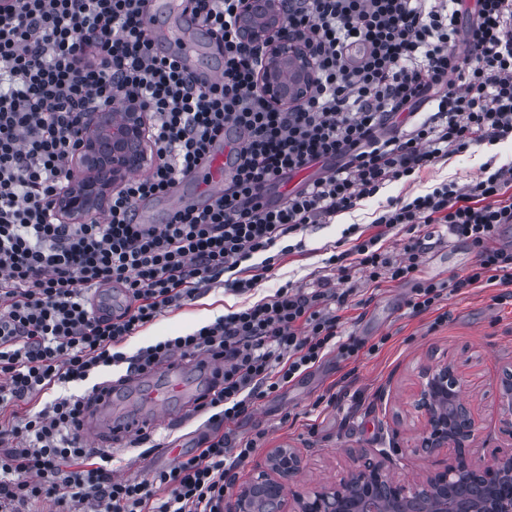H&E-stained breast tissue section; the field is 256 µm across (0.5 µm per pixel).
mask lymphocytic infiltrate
<instances>
[{
	"label": "lymphocytic infiltrate",
	"instance_id": "lymphocytic-infiltrate-1",
	"mask_svg": "<svg viewBox=\"0 0 512 512\" xmlns=\"http://www.w3.org/2000/svg\"><path fill=\"white\" fill-rule=\"evenodd\" d=\"M224 58L209 83L157 52L149 0H0V412L40 395L44 407L0 425V512L48 500L59 512L96 503L106 512H222L236 468L258 447L220 425L249 416L328 354L350 361L380 342L341 338L347 283L409 282L411 314L446 322L448 293L479 283L512 286V248L494 246L512 224V165L486 162L466 184L390 201L375 234L344 229L348 249L325 259L316 288L286 283L273 295L129 356L118 346L170 308L214 284L246 293L267 278L310 224H331L395 182L413 184L473 144L512 141V0H285L288 26L316 49L308 97L269 103L256 82L261 53L237 29L242 0H189ZM365 54L347 58L349 43ZM138 101L155 159L147 175L112 191L103 219L75 224L56 208L68 188L85 118ZM432 111L416 119V109ZM244 139L223 193L144 224L138 206L192 176L212 144ZM327 171L276 203L268 188L312 164ZM439 226L476 253L450 282L417 278L424 228ZM405 231L399 259L382 241ZM121 288L123 303L96 316L86 290ZM222 358V382L200 405L217 429L195 454L152 479L116 477L111 456L86 444L88 395L57 387L100 368L145 374L175 357Z\"/></svg>",
	"mask_w": 512,
	"mask_h": 512
}]
</instances>
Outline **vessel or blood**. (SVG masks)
<instances>
[{
    "instance_id": "b4317fda",
    "label": "vessel or blood",
    "mask_w": 512,
    "mask_h": 512,
    "mask_svg": "<svg viewBox=\"0 0 512 512\" xmlns=\"http://www.w3.org/2000/svg\"><path fill=\"white\" fill-rule=\"evenodd\" d=\"M158 8L173 16L175 22L155 29L156 44L174 53L185 66H194L206 45L197 37L198 24L184 0H160ZM227 154V146H218L205 165L202 190L206 195L223 190ZM221 368L220 360L207 355L197 357L190 365L181 358H172L165 363L159 384L131 380L122 390L111 391L99 398L85 420L86 432L109 439H126L144 433L152 427L156 412L171 401L195 405L211 387Z\"/></svg>"
}]
</instances>
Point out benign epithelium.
<instances>
[{"instance_id":"benign-epithelium-1","label":"benign epithelium","mask_w":512,"mask_h":512,"mask_svg":"<svg viewBox=\"0 0 512 512\" xmlns=\"http://www.w3.org/2000/svg\"><path fill=\"white\" fill-rule=\"evenodd\" d=\"M238 27L244 44L264 49L256 76L270 103L284 108L300 103L312 87L314 51L285 29L280 0H243ZM147 134L146 114L133 101L124 104L117 125L90 118L74 160L83 177L60 197L59 210L82 220L104 204L107 191L124 174L148 167L152 157ZM465 382L450 361L418 372L413 408L424 429L414 452L446 459L417 482L409 485L391 474L392 455L406 451L395 434L390 448L359 452L335 482L289 494L302 457L283 446L268 456L257 476L224 500V512H512V448L489 462L477 454L476 417L459 395ZM497 410L512 438V370L503 371L499 379Z\"/></svg>"}]
</instances>
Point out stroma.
Returning a JSON list of instances; mask_svg holds the SVG:
<instances>
[{"label":"stroma","instance_id":"stroma-1","mask_svg":"<svg viewBox=\"0 0 512 512\" xmlns=\"http://www.w3.org/2000/svg\"><path fill=\"white\" fill-rule=\"evenodd\" d=\"M491 156L497 164L512 163V143L471 146L448 162L426 169L413 188L390 185L376 197L359 202L350 213L338 216L335 223L309 225L298 234L302 252L277 263L256 290L238 295L220 287L210 289L140 328L122 342V351L130 356L161 338L198 329L203 312L223 315L230 307L274 294L285 283L309 286L314 271L320 270L348 225L368 227L388 199L406 191L423 193L446 180L467 183ZM474 262L475 253L467 244L431 237L418 276L441 282L466 274ZM411 289L408 282H385L373 290L359 287L358 304L340 313L342 335L372 341L385 335L388 343L377 354L354 361L340 363L335 356H328L261 400L255 411L233 428L240 438L259 432L265 435L261 448L237 469L236 483L248 481L268 453L283 444L296 448L304 459L293 482L299 488L342 474L351 464L350 451L388 447L392 431H400L405 442H415L423 428L422 419L411 407L417 371L421 365L445 359L454 362L466 377L463 394L477 412L481 455L491 456L502 445L496 390L499 376L512 366V298L499 300L500 289L492 285L449 296L448 319L437 326L432 314L410 315L406 300ZM330 395L336 398L334 404L317 406V399ZM174 413L173 421L154 428L151 441L156 449L150 455H141L139 448L125 442L109 444L116 476L147 479L179 455L195 452L198 439L208 429L206 415L180 404L175 405Z\"/></svg>","mask_w":512,"mask_h":512}]
</instances>
